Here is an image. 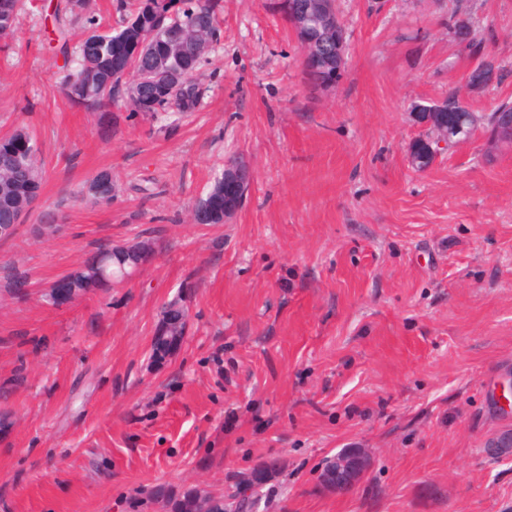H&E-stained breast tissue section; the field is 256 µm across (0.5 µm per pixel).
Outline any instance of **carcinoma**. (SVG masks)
Instances as JSON below:
<instances>
[{
	"label": "carcinoma",
	"mask_w": 512,
	"mask_h": 512,
	"mask_svg": "<svg viewBox=\"0 0 512 512\" xmlns=\"http://www.w3.org/2000/svg\"><path fill=\"white\" fill-rule=\"evenodd\" d=\"M21 0H0V38L13 35ZM129 8L130 14L118 27L102 30L88 9H76L75 0H58L56 14L82 23L85 32L95 33L96 42L88 45L84 39L78 45V67L59 86L61 99L72 107L105 117L109 109L124 97L126 80L141 71L163 74L181 72L183 85L181 102L171 104V87L160 86L145 98L150 104L142 115L159 120L171 116L182 117L195 112L202 102L204 91L197 77L201 58L191 51L185 41V29L202 25L208 35L217 38L219 32V4L216 0H133L120 8ZM461 6L455 5L448 17V35L473 55L484 56L483 40L475 36L467 19L460 18ZM145 43L148 51L137 55L135 49ZM303 72L311 86L336 79V72L324 67L316 57L303 60ZM32 134L24 129L0 137V224H10L28 205L35 191L42 186V168ZM82 199L93 204L112 203L115 187L112 176L100 173L81 188ZM233 201V189L228 172L216 178L210 190L198 198L193 208L204 212L206 223H224V205ZM120 271V264L112 256V245L104 244L86 259L83 266L69 275L66 290L85 291L112 281ZM177 303H168L163 310L165 328L154 344V354L162 357L171 343L185 333V324L178 321ZM276 468V462L265 461L257 466L251 477L235 484L228 496L203 494L189 489L177 498L169 499V512H225L224 499L234 500L237 512H248L258 501V490Z\"/></svg>",
	"instance_id": "obj_1"
}]
</instances>
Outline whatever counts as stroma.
Listing matches in <instances>:
<instances>
[{
	"label": "stroma",
	"instance_id": "35a3bbf8",
	"mask_svg": "<svg viewBox=\"0 0 512 512\" xmlns=\"http://www.w3.org/2000/svg\"><path fill=\"white\" fill-rule=\"evenodd\" d=\"M56 2L25 0L0 46V135L29 128L43 167L0 241V512H168L157 487L219 495L271 460L258 512H512V457L487 451L512 430V151L481 129L426 170L408 159L415 105L476 62L451 0H337L347 57L325 92L270 0H220L202 106L163 127L61 101L83 28L60 47ZM463 6L512 65V0ZM231 157L253 172L243 207L195 223ZM102 171L111 206L78 201ZM104 242L144 244L142 267L51 300ZM176 297L186 333L159 359ZM345 448L369 466L339 492L321 466ZM455 8L451 11L448 17V35L470 54L478 55L480 57L485 56L484 44L482 39H478L475 36L474 30L468 19H462L459 17L461 13V6L458 1L455 0Z\"/></svg>",
	"mask_w": 512,
	"mask_h": 512
}]
</instances>
